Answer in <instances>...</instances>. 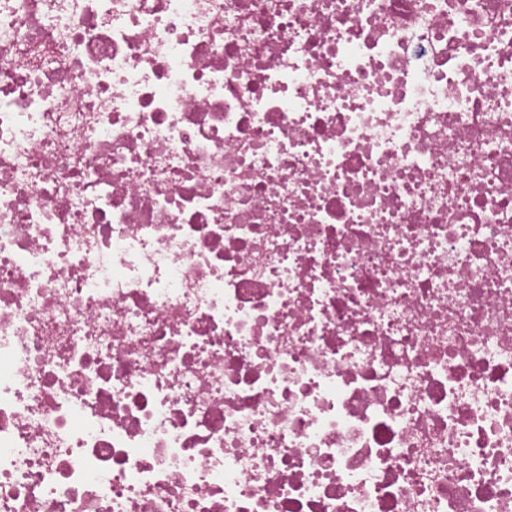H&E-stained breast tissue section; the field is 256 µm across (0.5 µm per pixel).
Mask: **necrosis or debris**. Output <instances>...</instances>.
Here are the masks:
<instances>
[{
  "mask_svg": "<svg viewBox=\"0 0 512 512\" xmlns=\"http://www.w3.org/2000/svg\"><path fill=\"white\" fill-rule=\"evenodd\" d=\"M0 512H512V0H0Z\"/></svg>",
  "mask_w": 512,
  "mask_h": 512,
  "instance_id": "1",
  "label": "necrosis or debris"
}]
</instances>
